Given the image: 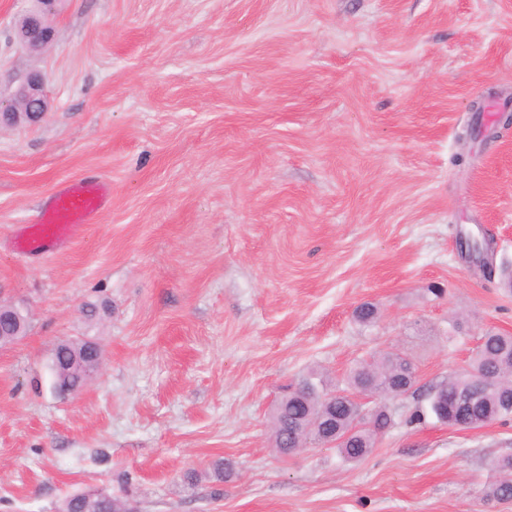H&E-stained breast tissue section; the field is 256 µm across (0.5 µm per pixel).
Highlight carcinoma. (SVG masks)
<instances>
[{
    "instance_id": "cac0c4a2",
    "label": "carcinoma",
    "mask_w": 512,
    "mask_h": 512,
    "mask_svg": "<svg viewBox=\"0 0 512 512\" xmlns=\"http://www.w3.org/2000/svg\"><path fill=\"white\" fill-rule=\"evenodd\" d=\"M379 317L378 308L371 303L356 309L355 319L363 324H373ZM70 361V342L63 341L56 346L53 357L55 382L77 392L83 388L85 380L70 369ZM414 372L412 361H401L391 355L361 362L352 370L350 385L361 387L375 401L367 409L369 427L338 446L345 461L357 463L371 454L379 437L393 422L388 403L404 397L415 387ZM470 378L474 379L477 397L471 406L460 408L455 405L453 395ZM303 383L308 385L310 392L281 397L271 415L273 430L282 436L281 442L274 445L281 456H288L294 449L308 444L329 442L320 425L310 430L305 428L309 421L326 415L330 421L329 429L336 430V435L341 436L358 416L359 407L353 402L344 398L333 402L327 399L328 391L317 371H310ZM427 399L430 411L437 419L453 427L465 423L478 428L488 421L511 420L512 411H507L505 405L512 404V335L488 332L482 336L471 368L448 374L446 380L430 388ZM492 467L498 477L486 486L484 497L497 502L511 499L512 455L495 459Z\"/></svg>"
}]
</instances>
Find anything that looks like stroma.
I'll return each mask as SVG.
<instances>
[{"label":"stroma","mask_w":512,"mask_h":512,"mask_svg":"<svg viewBox=\"0 0 512 512\" xmlns=\"http://www.w3.org/2000/svg\"><path fill=\"white\" fill-rule=\"evenodd\" d=\"M35 7L0 0V106L32 71L48 100L0 129V303L28 317L0 347V512L97 492L136 512H512L484 497L512 423L410 419L482 334H512V0H59L32 56L15 28ZM75 182L105 187L95 222L17 251ZM462 233L492 241L491 272ZM67 340L103 355L71 395L51 370ZM393 349L419 391L367 458L274 452L284 386L346 388Z\"/></svg>","instance_id":"obj_1"}]
</instances>
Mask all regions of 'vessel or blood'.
Masks as SVG:
<instances>
[{
	"instance_id": "1",
	"label": "vessel or blood",
	"mask_w": 512,
	"mask_h": 512,
	"mask_svg": "<svg viewBox=\"0 0 512 512\" xmlns=\"http://www.w3.org/2000/svg\"><path fill=\"white\" fill-rule=\"evenodd\" d=\"M103 201L104 190L97 185L76 184L62 189L38 220L29 246L69 239L78 225L94 221Z\"/></svg>"
}]
</instances>
